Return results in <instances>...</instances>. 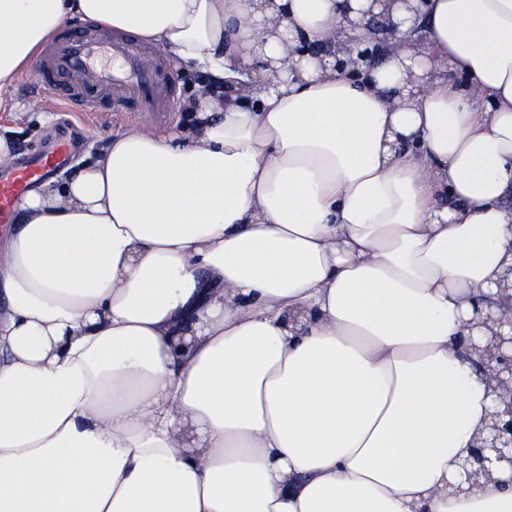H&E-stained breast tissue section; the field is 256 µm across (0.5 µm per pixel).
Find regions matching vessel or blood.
<instances>
[{
	"label": "vessel or blood",
	"mask_w": 512,
	"mask_h": 512,
	"mask_svg": "<svg viewBox=\"0 0 512 512\" xmlns=\"http://www.w3.org/2000/svg\"><path fill=\"white\" fill-rule=\"evenodd\" d=\"M173 73L168 58L122 37L98 39L68 29L37 64L34 88L85 112L101 111L108 97L119 105L142 101L153 111L168 112L174 104ZM69 155L70 146L63 142L0 170V223H8L18 199L63 166Z\"/></svg>",
	"instance_id": "vessel-or-blood-1"
}]
</instances>
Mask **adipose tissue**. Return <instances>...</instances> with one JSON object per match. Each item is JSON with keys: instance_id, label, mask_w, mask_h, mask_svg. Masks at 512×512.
Returning a JSON list of instances; mask_svg holds the SVG:
<instances>
[{"instance_id": "ef3b65f1", "label": "adipose tissue", "mask_w": 512, "mask_h": 512, "mask_svg": "<svg viewBox=\"0 0 512 512\" xmlns=\"http://www.w3.org/2000/svg\"><path fill=\"white\" fill-rule=\"evenodd\" d=\"M74 17L234 88L22 198L0 512H512L453 489L496 407L459 339L512 265V0H0V109ZM379 52V47L376 45L370 46V41L366 40H358L357 43V60L349 57L348 59L336 57L335 59V67L338 72L341 74H349L354 72V70H348L350 65H355L358 61L362 62L365 65L370 66L375 62V57Z\"/></svg>"}]
</instances>
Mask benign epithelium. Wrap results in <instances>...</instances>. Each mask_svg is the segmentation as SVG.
<instances>
[{"instance_id": "1", "label": "benign epithelium", "mask_w": 512, "mask_h": 512, "mask_svg": "<svg viewBox=\"0 0 512 512\" xmlns=\"http://www.w3.org/2000/svg\"><path fill=\"white\" fill-rule=\"evenodd\" d=\"M378 52V46L360 40L357 58H336V70L348 74V67L358 61L369 66L375 62ZM489 303L512 308V267L509 268V277L499 284L497 298L489 300ZM479 326L490 333L485 344L476 342L471 336L467 341L488 372L497 410L491 422L478 433L474 448L461 463V470L465 483L471 488L492 484L512 487V322L507 332L488 325L486 321Z\"/></svg>"}]
</instances>
